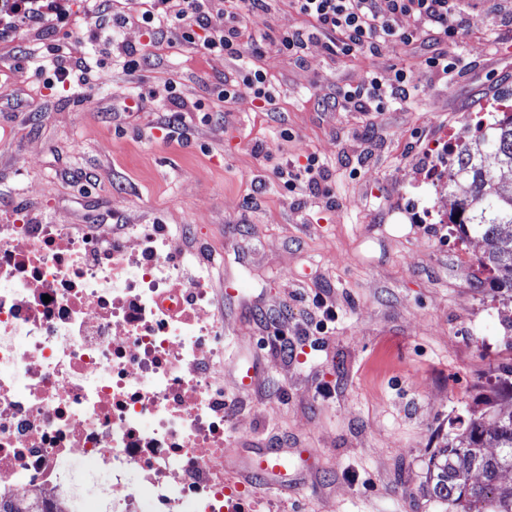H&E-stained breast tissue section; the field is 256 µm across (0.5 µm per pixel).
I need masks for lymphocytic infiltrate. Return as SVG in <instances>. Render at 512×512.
Segmentation results:
<instances>
[{
    "label": "lymphocytic infiltrate",
    "mask_w": 512,
    "mask_h": 512,
    "mask_svg": "<svg viewBox=\"0 0 512 512\" xmlns=\"http://www.w3.org/2000/svg\"><path fill=\"white\" fill-rule=\"evenodd\" d=\"M298 13L313 20L315 34L324 39L325 50L345 56L367 53L385 54L426 40L438 43L439 49L420 62L417 72L399 68L388 80L370 75L356 84L337 87L331 97L333 107L351 109L362 114L381 112L391 105L414 99L423 77L448 82L463 67L447 42L457 37L463 21L457 10L458 0H290ZM267 0H224L215 7L213 0H144L140 23L149 36L175 33L188 44L203 48L208 54L241 60L244 54L261 55L263 47L245 42L242 24L250 18H263ZM413 26H404L403 18ZM248 88L265 106H274L278 91L260 67H246L225 77L215 86L219 101L236 97L240 88ZM277 177L288 191L307 188L322 193L325 168L316 156L305 163L293 161L279 165Z\"/></svg>",
    "instance_id": "obj_1"
}]
</instances>
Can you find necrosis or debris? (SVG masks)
Returning a JSON list of instances; mask_svg holds the SVG:
<instances>
[{
  "label": "necrosis or debris",
  "instance_id": "obj_1",
  "mask_svg": "<svg viewBox=\"0 0 512 512\" xmlns=\"http://www.w3.org/2000/svg\"><path fill=\"white\" fill-rule=\"evenodd\" d=\"M159 224H0V497L228 512L224 321Z\"/></svg>",
  "mask_w": 512,
  "mask_h": 512
}]
</instances>
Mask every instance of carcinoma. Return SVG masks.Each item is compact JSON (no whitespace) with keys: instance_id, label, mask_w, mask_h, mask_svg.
Wrapping results in <instances>:
<instances>
[{"instance_id":"cac0c4a2","label":"carcinoma","mask_w":512,"mask_h":512,"mask_svg":"<svg viewBox=\"0 0 512 512\" xmlns=\"http://www.w3.org/2000/svg\"><path fill=\"white\" fill-rule=\"evenodd\" d=\"M470 149L448 165V187H467L458 211L456 230L473 234L485 244L481 265L492 273L496 288L512 294V244L504 246L503 234L512 238V185L497 181V169H512V115L486 125L473 137ZM494 395H512V362L499 367ZM487 448L498 453L488 455ZM512 470V412L487 427L484 416L471 415L464 431L436 449L429 458V492L448 504V512H512V485L497 483L498 474ZM478 472L483 481L471 480Z\"/></svg>"}]
</instances>
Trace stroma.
Listing matches in <instances>:
<instances>
[{"mask_svg":"<svg viewBox=\"0 0 512 512\" xmlns=\"http://www.w3.org/2000/svg\"><path fill=\"white\" fill-rule=\"evenodd\" d=\"M34 7L43 20L24 31L0 16V224H162L196 247L184 272L212 279L224 319L229 446L312 452L288 492L253 479L254 512L271 500L277 512H448L426 487L428 458L456 417L484 410L512 350V297L479 266L481 239L403 214L430 203L415 178L430 140H470L512 107V45L488 42L497 18L486 0L462 4L469 68L446 85L424 80L413 104L369 119L322 102L430 46L343 56L314 40L299 60L273 41L312 21L270 0L245 22L246 36L267 41L255 63L278 90L264 112L246 89L214 96L238 61L167 34L127 71L95 54L104 36L86 0ZM53 52L93 59L87 83L47 85L39 66ZM170 79L194 107L176 124L157 95ZM309 154L326 164L332 197L277 179L279 164ZM247 362L256 381L244 389Z\"/></svg>","mask_w":512,"mask_h":512,"instance_id":"35a3bbf8","label":"stroma"}]
</instances>
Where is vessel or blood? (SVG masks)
I'll return each mask as SVG.
<instances>
[{
	"label": "vessel or blood",
	"mask_w": 512,
	"mask_h": 512,
	"mask_svg": "<svg viewBox=\"0 0 512 512\" xmlns=\"http://www.w3.org/2000/svg\"><path fill=\"white\" fill-rule=\"evenodd\" d=\"M307 449L256 448L243 459L238 470L244 480L260 478L272 490L284 491L294 483L297 464L309 461Z\"/></svg>",
	"instance_id": "obj_1"
}]
</instances>
